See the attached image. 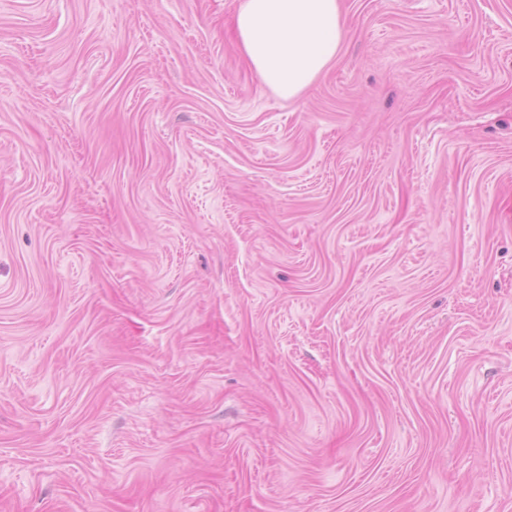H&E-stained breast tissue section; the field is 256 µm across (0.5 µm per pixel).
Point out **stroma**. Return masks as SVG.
<instances>
[{"label": "stroma", "instance_id": "1", "mask_svg": "<svg viewBox=\"0 0 512 512\" xmlns=\"http://www.w3.org/2000/svg\"><path fill=\"white\" fill-rule=\"evenodd\" d=\"M0 0V512H512V0ZM234 23L248 65L288 100L336 60L344 39L340 0H239Z\"/></svg>", "mask_w": 512, "mask_h": 512}]
</instances>
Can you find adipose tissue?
Returning a JSON list of instances; mask_svg holds the SVG:
<instances>
[{"mask_svg": "<svg viewBox=\"0 0 512 512\" xmlns=\"http://www.w3.org/2000/svg\"><path fill=\"white\" fill-rule=\"evenodd\" d=\"M234 23L248 65L288 100L335 61L344 39L340 0H239Z\"/></svg>", "mask_w": 512, "mask_h": 512, "instance_id": "obj_1", "label": "adipose tissue"}]
</instances>
